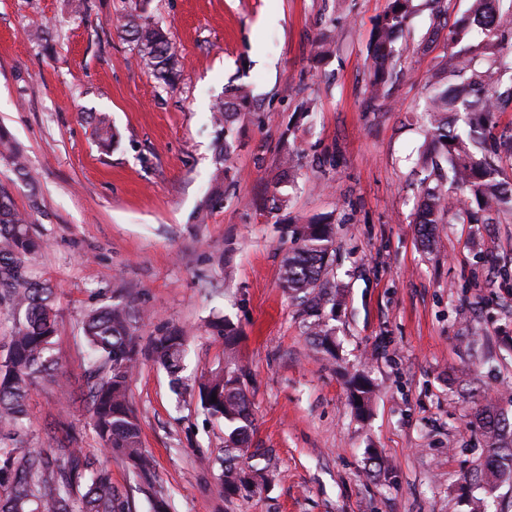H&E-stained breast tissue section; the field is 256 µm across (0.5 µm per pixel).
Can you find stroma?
Returning a JSON list of instances; mask_svg holds the SVG:
<instances>
[{
    "mask_svg": "<svg viewBox=\"0 0 512 512\" xmlns=\"http://www.w3.org/2000/svg\"><path fill=\"white\" fill-rule=\"evenodd\" d=\"M395 44L390 95L365 103L366 46L387 0H146L168 34L180 76L167 86L136 60L114 25L129 0H0V126L25 158L22 181L0 158V186L44 242L29 274L55 290L53 348L69 395L43 380L27 400L31 448L66 441L112 473L132 512H154L128 465L108 456L89 418L81 323L106 305L142 311L140 365L130 400L153 456L168 512H468L462 489L485 461L476 406L512 416V222L443 224L435 248L414 225L425 143L421 108L446 54L431 38L432 4ZM46 36L37 38L35 24ZM333 31L330 56L313 44ZM245 83L255 112L233 125L224 197L208 204L218 132L214 99ZM316 107L297 120L301 98ZM117 133L97 148L89 115ZM294 185H275L285 145ZM290 197L272 214L274 191ZM331 217L340 294L323 318L334 354L309 336L281 284L289 242L280 223ZM229 319L232 350L207 322ZM187 332L184 375L238 366L253 406L252 447L273 465L267 489L225 498L224 423L197 395L177 397L152 342ZM375 386L357 417L348 379Z\"/></svg>",
    "mask_w": 512,
    "mask_h": 512,
    "instance_id": "obj_1",
    "label": "stroma"
}]
</instances>
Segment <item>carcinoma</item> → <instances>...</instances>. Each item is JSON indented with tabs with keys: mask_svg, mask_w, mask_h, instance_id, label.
<instances>
[{
	"mask_svg": "<svg viewBox=\"0 0 512 512\" xmlns=\"http://www.w3.org/2000/svg\"><path fill=\"white\" fill-rule=\"evenodd\" d=\"M503 0H471L466 16L448 30L447 41L461 43L465 35L475 42L456 50L428 87L423 119L426 138L436 152L422 154L426 177L420 182V204L415 223L423 241L434 242L440 224H490L512 218V184L500 178L499 162L512 156V129H498L495 114L512 108V5ZM415 9L414 0H388L374 23L367 46V94L376 101L388 95L394 75L393 44ZM122 36L135 43L140 63L162 84L174 82L175 53L164 31L132 10L116 24ZM255 97L240 84L217 100L212 118L224 138L217 142L216 168L210 196L224 194V155L232 125L253 111ZM98 146L109 150L115 139L108 116L91 117ZM8 155L14 171L30 179L22 156L0 131V154ZM290 246L281 265V281L303 313L319 347L332 353L333 332L321 319L326 305L338 303L328 278L336 255L335 225L330 220L303 221L293 217L285 228ZM42 243L31 231L29 215L20 211L10 192L0 187V304L8 305L13 327L7 350L0 355V425L15 431L14 444L0 447V512H130L126 496L112 483L108 469L98 467L81 448H29L18 439L27 416L26 401L39 379L61 382L60 361L52 353L58 310L55 292L47 283L33 281L27 266ZM137 316L128 306L107 305L86 315L82 333L89 348L88 407L93 429L104 451L125 461L154 498L156 512L165 502L156 490V471L142 448L141 424L129 400V380L139 363ZM209 327L229 348L236 342L230 322L216 318ZM186 332L172 328L154 339L153 352L175 385L183 384ZM350 395L358 415L372 402L370 380L355 374ZM201 406L224 421V457L219 462L221 486L228 497L244 501L269 482L271 465L253 462L248 454L253 427L251 402L238 369L210 371L197 381ZM491 454L490 476L512 480V422L487 402L477 411Z\"/></svg>",
	"mask_w": 512,
	"mask_h": 512,
	"instance_id": "1",
	"label": "carcinoma"
}]
</instances>
